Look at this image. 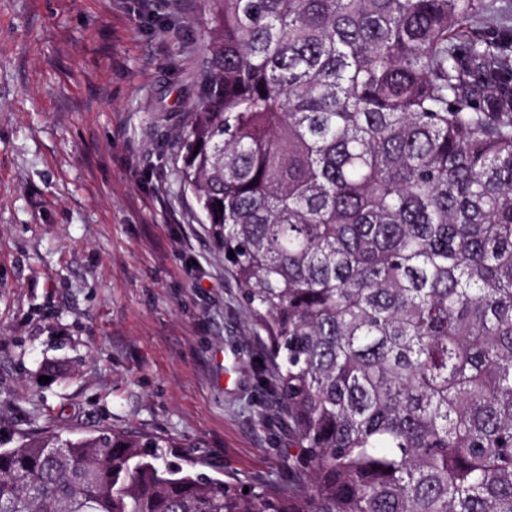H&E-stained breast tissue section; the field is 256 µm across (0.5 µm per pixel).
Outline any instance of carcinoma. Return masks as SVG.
Segmentation results:
<instances>
[{"instance_id": "1", "label": "carcinoma", "mask_w": 512, "mask_h": 512, "mask_svg": "<svg viewBox=\"0 0 512 512\" xmlns=\"http://www.w3.org/2000/svg\"><path fill=\"white\" fill-rule=\"evenodd\" d=\"M204 2L180 176L308 482L46 433L0 445V512H512V38L474 29L512 4Z\"/></svg>"}]
</instances>
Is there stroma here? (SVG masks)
Segmentation results:
<instances>
[{"label":"stroma","instance_id":"stroma-1","mask_svg":"<svg viewBox=\"0 0 512 512\" xmlns=\"http://www.w3.org/2000/svg\"><path fill=\"white\" fill-rule=\"evenodd\" d=\"M203 0H0V435L159 436L252 487L299 453L184 185Z\"/></svg>","mask_w":512,"mask_h":512}]
</instances>
